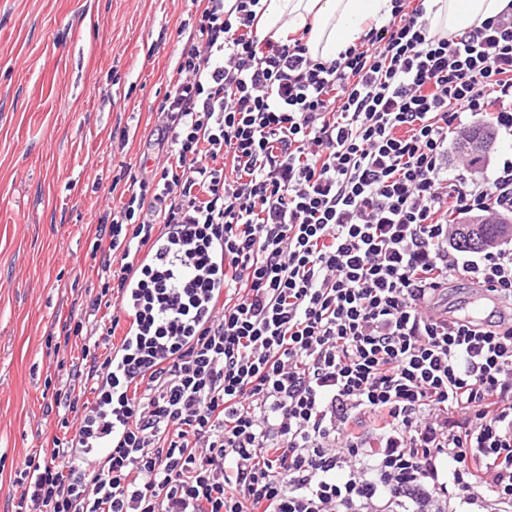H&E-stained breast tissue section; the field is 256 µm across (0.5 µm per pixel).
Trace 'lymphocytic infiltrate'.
Wrapping results in <instances>:
<instances>
[{"instance_id":"lymphocytic-infiltrate-1","label":"lymphocytic infiltrate","mask_w":512,"mask_h":512,"mask_svg":"<svg viewBox=\"0 0 512 512\" xmlns=\"http://www.w3.org/2000/svg\"><path fill=\"white\" fill-rule=\"evenodd\" d=\"M203 2L165 157L97 226L114 285L53 356L67 436L7 512H512V244L453 235L512 215V157L448 161L474 122L512 137V2L444 33L393 0L331 61L260 36L265 0ZM453 278L498 320L449 314Z\"/></svg>"}]
</instances>
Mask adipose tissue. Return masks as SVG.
<instances>
[{
  "instance_id": "1",
  "label": "adipose tissue",
  "mask_w": 512,
  "mask_h": 512,
  "mask_svg": "<svg viewBox=\"0 0 512 512\" xmlns=\"http://www.w3.org/2000/svg\"><path fill=\"white\" fill-rule=\"evenodd\" d=\"M435 5L436 24L457 31L497 14L506 2L435 0ZM392 9V0H268L259 27L277 39L307 31L312 56L332 60L366 35L368 23L387 21Z\"/></svg>"
}]
</instances>
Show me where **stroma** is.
I'll list each match as a JSON object with an SVG mask.
<instances>
[{"instance_id": "1", "label": "stroma", "mask_w": 512, "mask_h": 512, "mask_svg": "<svg viewBox=\"0 0 512 512\" xmlns=\"http://www.w3.org/2000/svg\"><path fill=\"white\" fill-rule=\"evenodd\" d=\"M191 0H0V512L44 413L46 339L99 291L91 244L120 166L139 157L174 83ZM130 129L125 146L115 127Z\"/></svg>"}]
</instances>
